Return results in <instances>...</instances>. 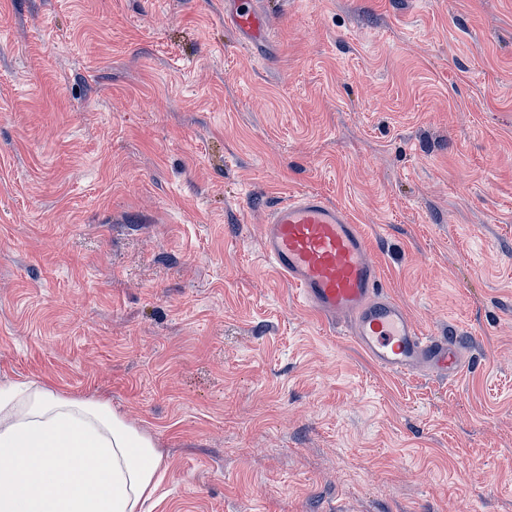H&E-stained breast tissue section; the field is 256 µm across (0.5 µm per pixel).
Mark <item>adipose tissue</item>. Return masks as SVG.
<instances>
[{
    "mask_svg": "<svg viewBox=\"0 0 512 512\" xmlns=\"http://www.w3.org/2000/svg\"><path fill=\"white\" fill-rule=\"evenodd\" d=\"M164 457L108 400L0 387V512H144Z\"/></svg>",
    "mask_w": 512,
    "mask_h": 512,
    "instance_id": "obj_1",
    "label": "adipose tissue"
}]
</instances>
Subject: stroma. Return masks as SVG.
Masks as SVG:
<instances>
[{"label": "stroma", "instance_id": "obj_1", "mask_svg": "<svg viewBox=\"0 0 512 512\" xmlns=\"http://www.w3.org/2000/svg\"><path fill=\"white\" fill-rule=\"evenodd\" d=\"M0 0V382L110 398L151 512H512V0ZM316 191L464 339L396 377L261 249ZM226 2H229L227 8ZM224 24L241 37L239 48H249L263 41L269 34L267 16L257 0H226Z\"/></svg>", "mask_w": 512, "mask_h": 512}]
</instances>
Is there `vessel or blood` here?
I'll use <instances>...</instances> for the list:
<instances>
[{"label": "vessel or blood", "instance_id": "vessel-or-blood-1", "mask_svg": "<svg viewBox=\"0 0 512 512\" xmlns=\"http://www.w3.org/2000/svg\"><path fill=\"white\" fill-rule=\"evenodd\" d=\"M224 22L244 49L269 34L258 0H228ZM261 249L272 270L295 288L302 306L323 320L342 319L345 336L379 369L440 380L459 374V338L422 330L384 292L364 228L343 206L314 191L289 195L270 212Z\"/></svg>", "mask_w": 512, "mask_h": 512}]
</instances>
